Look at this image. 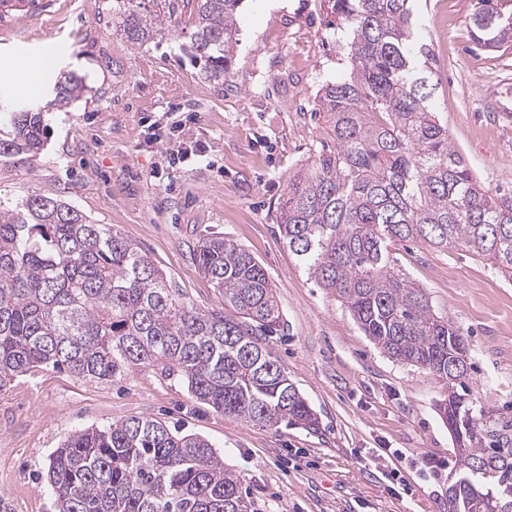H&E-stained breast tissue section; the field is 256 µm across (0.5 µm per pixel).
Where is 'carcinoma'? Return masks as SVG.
<instances>
[{
	"label": "carcinoma",
	"mask_w": 512,
	"mask_h": 512,
	"mask_svg": "<svg viewBox=\"0 0 512 512\" xmlns=\"http://www.w3.org/2000/svg\"><path fill=\"white\" fill-rule=\"evenodd\" d=\"M509 0H476L479 49L512 40ZM347 32L349 74L322 88L319 148L276 203L280 236L318 287L338 298L389 358L448 383L439 413L458 444L448 512H512V419L476 407L466 380L468 337L395 267L390 248L416 240L463 247L512 280V203L489 195L448 142L431 68L412 36V0H324ZM112 0V27L141 46L163 16ZM241 0H182L193 18L188 54L224 84ZM70 77L56 104L79 97ZM12 112L0 156L44 146L42 109ZM201 272L224 309L196 307L137 245L56 195L0 203V390L52 367L114 382L153 366L196 399L247 423L315 431L319 419L264 341L285 319L265 269L229 237L197 242ZM57 512H255L212 445L150 417L68 435L50 461Z\"/></svg>",
	"instance_id": "carcinoma-1"
}]
</instances>
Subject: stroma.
Returning <instances> with one entry per match:
<instances>
[{
  "label": "stroma",
  "mask_w": 512,
  "mask_h": 512,
  "mask_svg": "<svg viewBox=\"0 0 512 512\" xmlns=\"http://www.w3.org/2000/svg\"><path fill=\"white\" fill-rule=\"evenodd\" d=\"M474 9L475 0H415L414 30L435 62L449 142L493 197L512 201V42L477 49ZM24 26L18 47L13 27L0 26V71L14 72L17 102L43 107L45 143L37 157L0 158V201L58 195L141 247L203 310L222 309L224 296L199 270L194 243L235 239L272 282L288 329L269 347L321 427L224 416L151 366L114 383L49 367L0 391V512H56L46 477L55 449L72 432L132 416L209 440L257 512H448L455 444L436 411L446 382L381 354L309 279L274 222L323 134L316 95L348 73L342 32L326 26L320 0H243L220 85L184 52L191 21L178 11L141 46L114 32L112 0H57ZM54 41L52 68L33 78L30 62ZM67 72L86 91L59 110L52 88ZM178 122L190 128L181 141L169 133ZM178 148L192 156L169 166ZM392 257L468 336L472 398L512 418V282L462 248L402 241ZM426 454L444 469H422Z\"/></svg>",
  "instance_id": "stroma-1"
}]
</instances>
